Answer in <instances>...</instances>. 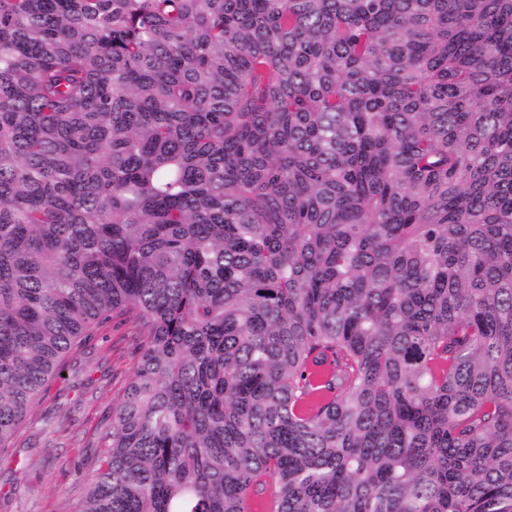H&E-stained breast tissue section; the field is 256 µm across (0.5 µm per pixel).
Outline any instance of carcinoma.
I'll list each match as a JSON object with an SVG mask.
<instances>
[{
    "instance_id": "obj_1",
    "label": "carcinoma",
    "mask_w": 512,
    "mask_h": 512,
    "mask_svg": "<svg viewBox=\"0 0 512 512\" xmlns=\"http://www.w3.org/2000/svg\"><path fill=\"white\" fill-rule=\"evenodd\" d=\"M127 319L77 512H512V0H0V450Z\"/></svg>"
}]
</instances>
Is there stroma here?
I'll return each mask as SVG.
<instances>
[{
  "label": "stroma",
  "mask_w": 512,
  "mask_h": 512,
  "mask_svg": "<svg viewBox=\"0 0 512 512\" xmlns=\"http://www.w3.org/2000/svg\"><path fill=\"white\" fill-rule=\"evenodd\" d=\"M133 322L93 332L0 452V512H76L137 363Z\"/></svg>",
  "instance_id": "stroma-1"
}]
</instances>
